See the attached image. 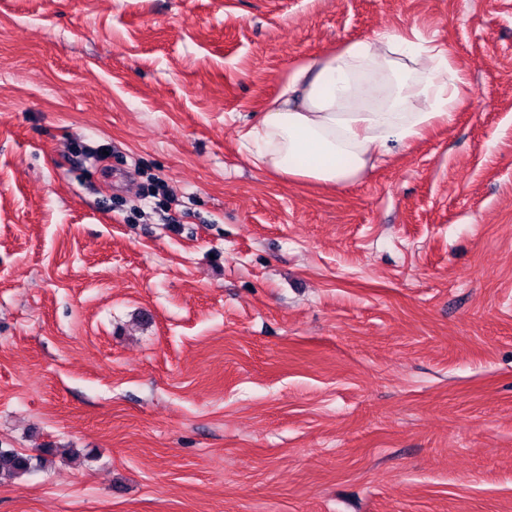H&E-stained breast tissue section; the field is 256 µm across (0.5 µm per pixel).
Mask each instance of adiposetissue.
I'll list each match as a JSON object with an SVG mask.
<instances>
[{"instance_id": "adipose-tissue-1", "label": "adipose tissue", "mask_w": 512, "mask_h": 512, "mask_svg": "<svg viewBox=\"0 0 512 512\" xmlns=\"http://www.w3.org/2000/svg\"><path fill=\"white\" fill-rule=\"evenodd\" d=\"M464 84L444 46L416 30L379 31L295 68L240 146L258 170L340 188L452 125Z\"/></svg>"}]
</instances>
